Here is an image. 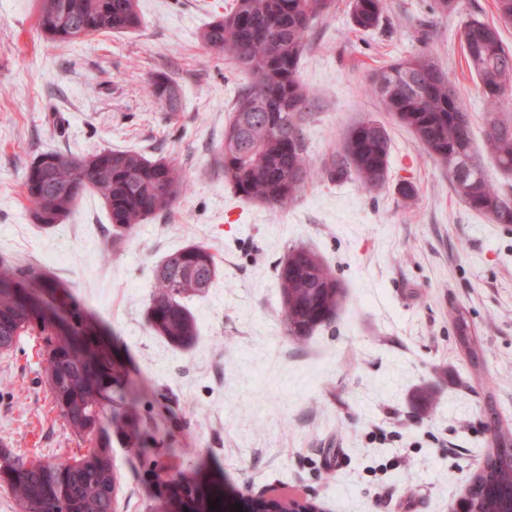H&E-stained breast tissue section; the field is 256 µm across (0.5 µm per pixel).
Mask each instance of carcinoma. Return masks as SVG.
Instances as JSON below:
<instances>
[{
	"label": "carcinoma",
	"mask_w": 512,
	"mask_h": 512,
	"mask_svg": "<svg viewBox=\"0 0 512 512\" xmlns=\"http://www.w3.org/2000/svg\"><path fill=\"white\" fill-rule=\"evenodd\" d=\"M499 25H512V0H495ZM336 8V0H235L231 11L205 28L201 41L213 55L229 58L251 77L240 93L217 162L224 180L241 198L271 208L294 202L314 180L356 178L367 189L389 178L390 140L377 120L348 130L339 150L321 164L310 157L305 125L309 93L299 63L313 24ZM355 27L379 26L386 0H350ZM141 24L138 0H38L37 27L46 40L76 42L103 33H121ZM499 25L471 18L460 30V45L486 101L502 107L512 99V48ZM450 80L432 53L421 48L371 72L368 91L395 120L413 133L423 150L448 173L453 192L469 209L494 224L512 226V195L487 179L481 150L474 145L472 121L464 102L448 91ZM149 93L169 112L178 111L174 82L158 75ZM484 150L500 169L512 172V113L490 112ZM188 185L179 168L149 160L133 149H104L75 157L38 154L26 168L23 192L33 223L52 227L69 215L88 190L104 200L115 250L148 218L173 208ZM218 261L204 245L168 254L153 270L148 313L151 331L178 348L197 338V324L184 301L211 287ZM286 336L304 343L316 329L339 315L345 290L334 270L314 250L295 246L276 266ZM0 354L12 352L24 335L41 340L43 376L52 409L86 451L64 462L0 448V484L16 508L29 512H116L117 478L112 439L131 449L146 465L161 438L139 428L138 389L123 360L91 332L92 317L71 289L33 264L0 266ZM452 335L474 374L484 367V349L468 312L456 310ZM482 416L494 431L466 486L467 512H512V429L491 397ZM223 497L205 472H176L155 484L153 512H211Z\"/></svg>",
	"instance_id": "obj_1"
}]
</instances>
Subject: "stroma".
<instances>
[{
    "label": "stroma",
    "instance_id": "35a3bbf8",
    "mask_svg": "<svg viewBox=\"0 0 512 512\" xmlns=\"http://www.w3.org/2000/svg\"><path fill=\"white\" fill-rule=\"evenodd\" d=\"M316 22L299 78L310 91L314 161L348 128L375 119L391 139L389 180L309 184L280 208L243 200L215 161L247 77L209 53L201 32L233 0H139L142 25L57 46L37 30V0H0V265L48 266L70 285L130 369L144 425L159 429L166 473L203 467L225 492L314 498L324 512H451L490 440L486 396L512 421V229L469 210L443 167L366 91L370 71L427 48L465 102L475 142L492 107L462 55L472 17L493 22L495 0H387L380 25L358 32L349 0ZM169 77L167 112L145 88ZM134 149L181 170L188 193L138 225L102 260L111 224L94 192L62 224H33L25 169L44 151L84 156ZM417 188L413 202L400 182ZM202 244L219 260L208 293L188 301L199 337L182 350L147 322L152 269ZM318 251L346 290L338 318L302 345L285 334L276 265L293 246ZM465 307L485 349L482 377L457 352L450 314ZM35 337L0 355V443L58 462L83 443L52 411ZM436 404L420 412L414 392ZM181 448V457L168 449ZM122 476L117 512H150L153 476L112 447Z\"/></svg>",
    "mask_w": 512,
    "mask_h": 512
}]
</instances>
